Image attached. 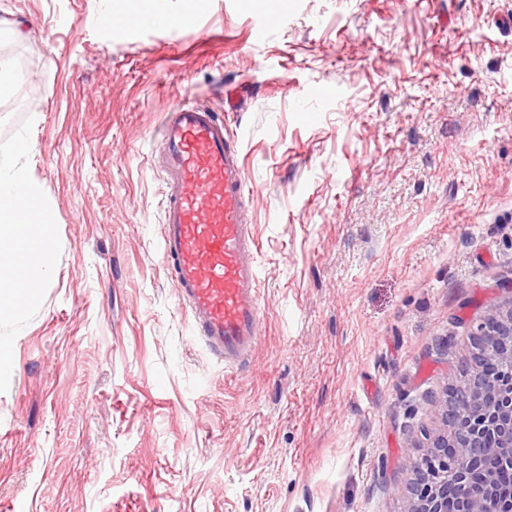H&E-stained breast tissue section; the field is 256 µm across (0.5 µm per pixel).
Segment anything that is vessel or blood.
Returning a JSON list of instances; mask_svg holds the SVG:
<instances>
[{
    "label": "vessel or blood",
    "mask_w": 512,
    "mask_h": 512,
    "mask_svg": "<svg viewBox=\"0 0 512 512\" xmlns=\"http://www.w3.org/2000/svg\"><path fill=\"white\" fill-rule=\"evenodd\" d=\"M159 140L162 258L195 335L230 368L252 358L264 318L246 169L227 124L188 100L165 114Z\"/></svg>",
    "instance_id": "vessel-or-blood-1"
}]
</instances>
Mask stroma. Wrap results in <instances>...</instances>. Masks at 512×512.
<instances>
[{
    "instance_id": "obj_1",
    "label": "stroma",
    "mask_w": 512,
    "mask_h": 512,
    "mask_svg": "<svg viewBox=\"0 0 512 512\" xmlns=\"http://www.w3.org/2000/svg\"><path fill=\"white\" fill-rule=\"evenodd\" d=\"M156 6L188 24L142 22ZM0 20L25 65L0 155L55 252L39 304L0 319V512H407L430 395L512 308V0H0ZM228 86L265 312L233 370L162 263L153 165L170 105L220 114Z\"/></svg>"
}]
</instances>
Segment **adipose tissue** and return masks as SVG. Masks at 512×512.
<instances>
[{
	"instance_id": "obj_1",
	"label": "adipose tissue",
	"mask_w": 512,
	"mask_h": 512,
	"mask_svg": "<svg viewBox=\"0 0 512 512\" xmlns=\"http://www.w3.org/2000/svg\"><path fill=\"white\" fill-rule=\"evenodd\" d=\"M38 186L10 158L0 157V317L16 315L37 302V287L51 273L50 228L17 224L20 212H32ZM23 265H15L17 252Z\"/></svg>"
}]
</instances>
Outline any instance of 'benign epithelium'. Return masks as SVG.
<instances>
[{
  "label": "benign epithelium",
  "instance_id": "7a95c632",
  "mask_svg": "<svg viewBox=\"0 0 512 512\" xmlns=\"http://www.w3.org/2000/svg\"><path fill=\"white\" fill-rule=\"evenodd\" d=\"M499 331L488 322L477 325L472 336L481 354L497 356L494 336L512 335V308L494 316ZM472 384L458 394L466 438L448 444V429H441L421 446L416 477L396 488L410 503L408 512H448V499L459 512H485L486 500L496 496L498 471L512 468V353L501 358L498 379H486L477 365L469 370ZM508 439L500 452L490 455L480 448L488 439Z\"/></svg>",
  "mask_w": 512,
  "mask_h": 512
}]
</instances>
